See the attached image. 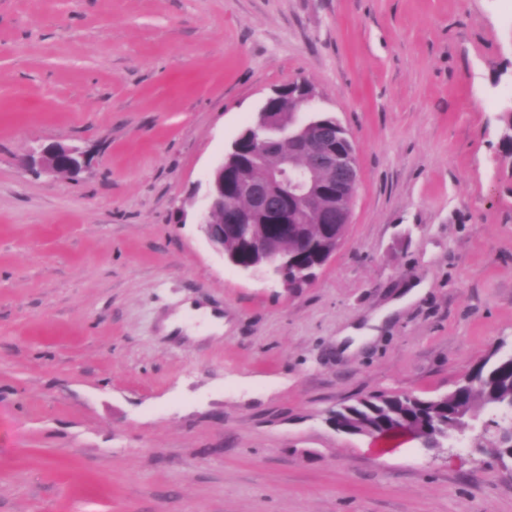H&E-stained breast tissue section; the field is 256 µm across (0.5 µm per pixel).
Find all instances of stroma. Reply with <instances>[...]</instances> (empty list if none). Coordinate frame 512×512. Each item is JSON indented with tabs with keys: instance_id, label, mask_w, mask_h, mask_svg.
<instances>
[{
	"instance_id": "1",
	"label": "stroma",
	"mask_w": 512,
	"mask_h": 512,
	"mask_svg": "<svg viewBox=\"0 0 512 512\" xmlns=\"http://www.w3.org/2000/svg\"><path fill=\"white\" fill-rule=\"evenodd\" d=\"M294 79L360 177L297 290L178 221ZM511 124L512 0H0V512H512V462L327 421L512 347ZM189 301L223 333H164ZM86 157V152L78 145H39L21 160V165L27 170L38 166L42 172H66L76 176L87 167Z\"/></svg>"
}]
</instances>
